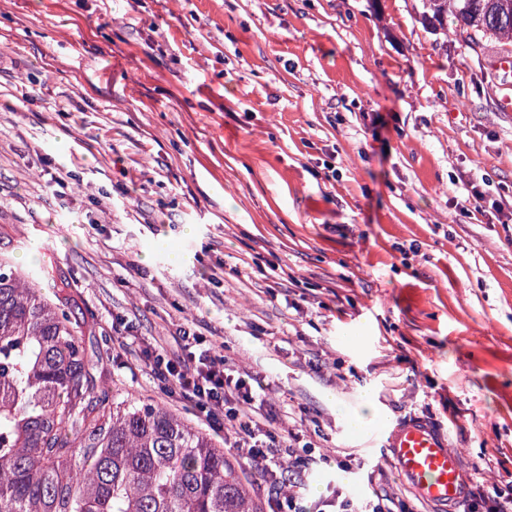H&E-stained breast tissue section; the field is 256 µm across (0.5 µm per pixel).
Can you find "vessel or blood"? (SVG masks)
Wrapping results in <instances>:
<instances>
[{"mask_svg": "<svg viewBox=\"0 0 512 512\" xmlns=\"http://www.w3.org/2000/svg\"><path fill=\"white\" fill-rule=\"evenodd\" d=\"M385 457L422 500L451 507L468 492L459 455L448 436L432 420L410 415L389 418L376 430Z\"/></svg>", "mask_w": 512, "mask_h": 512, "instance_id": "obj_1", "label": "vessel or blood"}]
</instances>
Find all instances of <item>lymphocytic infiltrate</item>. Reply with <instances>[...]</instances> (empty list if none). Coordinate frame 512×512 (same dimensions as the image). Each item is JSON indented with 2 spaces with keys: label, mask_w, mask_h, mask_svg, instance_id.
I'll return each instance as SVG.
<instances>
[{
  "label": "lymphocytic infiltrate",
  "mask_w": 512,
  "mask_h": 512,
  "mask_svg": "<svg viewBox=\"0 0 512 512\" xmlns=\"http://www.w3.org/2000/svg\"><path fill=\"white\" fill-rule=\"evenodd\" d=\"M180 341L179 355L155 352L152 372L190 401L199 418L216 430H231L233 448L262 464L273 512H311L299 504L297 496L281 493L287 474L309 468L311 461L294 449L299 432L292 429L283 436L270 428L263 384L254 385L232 374L223 356L189 330H182Z\"/></svg>",
  "instance_id": "lymphocytic-infiltrate-1"
}]
</instances>
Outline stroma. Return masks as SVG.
Listing matches in <instances>:
<instances>
[{
  "label": "stroma",
  "instance_id": "35a3bbf8",
  "mask_svg": "<svg viewBox=\"0 0 512 512\" xmlns=\"http://www.w3.org/2000/svg\"><path fill=\"white\" fill-rule=\"evenodd\" d=\"M413 7L0 0V249H46L136 396L191 417L146 358L183 327L263 382L308 501L359 478L436 512L348 432L365 391L512 512V72ZM484 179L498 209L461 214Z\"/></svg>",
  "mask_w": 512,
  "mask_h": 512
}]
</instances>
